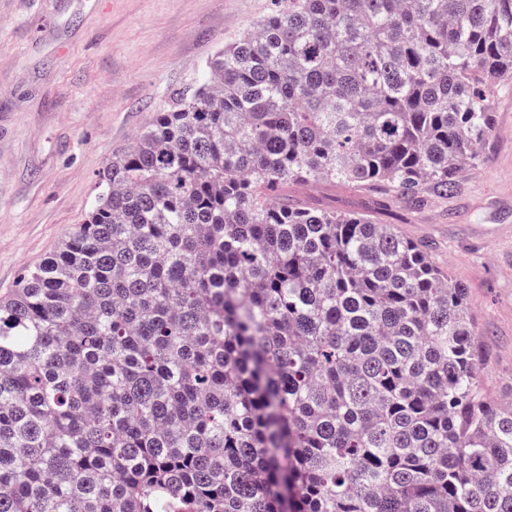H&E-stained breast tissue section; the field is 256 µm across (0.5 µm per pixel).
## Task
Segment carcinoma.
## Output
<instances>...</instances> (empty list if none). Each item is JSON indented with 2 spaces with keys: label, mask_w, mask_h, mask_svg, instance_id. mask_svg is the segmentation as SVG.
Wrapping results in <instances>:
<instances>
[{
  "label": "carcinoma",
  "mask_w": 512,
  "mask_h": 512,
  "mask_svg": "<svg viewBox=\"0 0 512 512\" xmlns=\"http://www.w3.org/2000/svg\"><path fill=\"white\" fill-rule=\"evenodd\" d=\"M0 293V512H512L467 288L288 186L446 196L512 0H276Z\"/></svg>",
  "instance_id": "cac0c4a2"
}]
</instances>
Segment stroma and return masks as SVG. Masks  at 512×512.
Listing matches in <instances>:
<instances>
[{
  "label": "stroma",
  "instance_id": "1",
  "mask_svg": "<svg viewBox=\"0 0 512 512\" xmlns=\"http://www.w3.org/2000/svg\"><path fill=\"white\" fill-rule=\"evenodd\" d=\"M273 0H0V292L16 287L80 223L100 175L205 60ZM495 131L453 195L409 203L344 185L293 198L365 212L423 245L468 290L490 400L512 401V87Z\"/></svg>",
  "mask_w": 512,
  "mask_h": 512
}]
</instances>
